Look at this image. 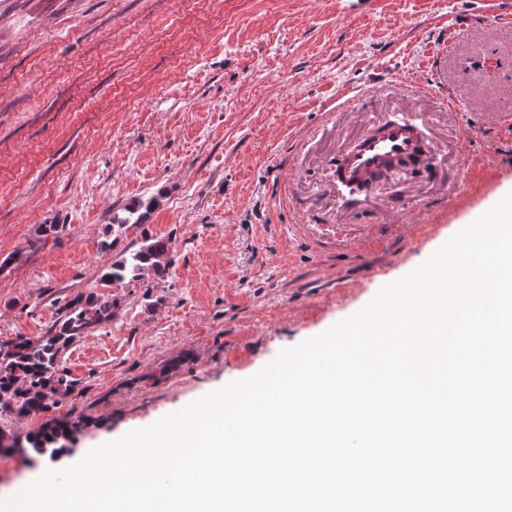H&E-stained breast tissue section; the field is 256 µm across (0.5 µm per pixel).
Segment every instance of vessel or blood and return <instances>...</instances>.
Listing matches in <instances>:
<instances>
[{
  "instance_id": "1",
  "label": "vessel or blood",
  "mask_w": 512,
  "mask_h": 512,
  "mask_svg": "<svg viewBox=\"0 0 512 512\" xmlns=\"http://www.w3.org/2000/svg\"><path fill=\"white\" fill-rule=\"evenodd\" d=\"M428 153L429 144L414 120L389 121L370 128L350 146L333 175L342 183L368 185L422 160Z\"/></svg>"
}]
</instances>
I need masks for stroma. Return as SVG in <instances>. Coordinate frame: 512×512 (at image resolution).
I'll return each instance as SVG.
<instances>
[{
    "mask_svg": "<svg viewBox=\"0 0 512 512\" xmlns=\"http://www.w3.org/2000/svg\"><path fill=\"white\" fill-rule=\"evenodd\" d=\"M396 118L429 165L330 182ZM510 192L512 0H0V339L42 336L141 232L173 240L153 303L124 285L65 356L78 385L54 414L83 418L77 441L0 457V499L253 376ZM158 202L157 197H151L146 200L138 201L120 209L112 215V224H108L105 228V235L108 237L125 234L131 228H141L144 226L145 218L148 212Z\"/></svg>",
    "mask_w": 512,
    "mask_h": 512,
    "instance_id": "obj_1",
    "label": "stroma"
}]
</instances>
